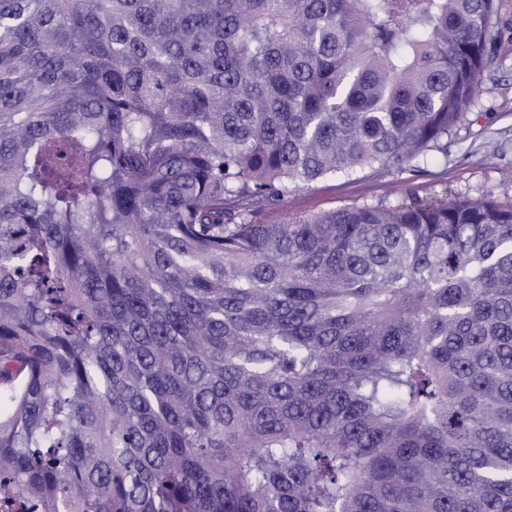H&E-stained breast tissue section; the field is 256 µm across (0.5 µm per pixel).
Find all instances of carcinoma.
I'll list each match as a JSON object with an SVG mask.
<instances>
[{
	"label": "carcinoma",
	"instance_id": "1",
	"mask_svg": "<svg viewBox=\"0 0 512 512\" xmlns=\"http://www.w3.org/2000/svg\"><path fill=\"white\" fill-rule=\"evenodd\" d=\"M497 0H0V512H512V207L288 193L448 156Z\"/></svg>",
	"mask_w": 512,
	"mask_h": 512
}]
</instances>
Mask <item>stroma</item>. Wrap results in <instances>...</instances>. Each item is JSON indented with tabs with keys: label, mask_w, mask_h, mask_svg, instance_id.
<instances>
[{
	"label": "stroma",
	"mask_w": 512,
	"mask_h": 512,
	"mask_svg": "<svg viewBox=\"0 0 512 512\" xmlns=\"http://www.w3.org/2000/svg\"><path fill=\"white\" fill-rule=\"evenodd\" d=\"M490 64L468 115L448 140V156L407 171H368L349 181L326 179L289 194L257 219L305 216L363 203L395 205L410 195L498 200L512 182V0H499Z\"/></svg>",
	"instance_id": "stroma-1"
}]
</instances>
